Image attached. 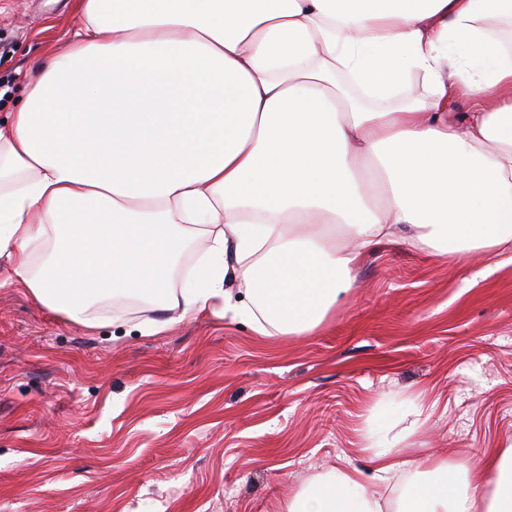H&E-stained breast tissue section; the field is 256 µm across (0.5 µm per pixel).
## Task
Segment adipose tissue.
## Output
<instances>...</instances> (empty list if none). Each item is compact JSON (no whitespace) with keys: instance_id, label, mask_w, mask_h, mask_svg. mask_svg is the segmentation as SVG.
I'll return each instance as SVG.
<instances>
[{"instance_id":"adipose-tissue-1","label":"adipose tissue","mask_w":512,"mask_h":512,"mask_svg":"<svg viewBox=\"0 0 512 512\" xmlns=\"http://www.w3.org/2000/svg\"><path fill=\"white\" fill-rule=\"evenodd\" d=\"M68 50L0 125V259L32 299L219 310L262 336L316 329L363 251L464 257L512 242V0H75ZM473 98L462 123L448 101ZM374 165L388 201L361 171ZM203 240L188 285L172 274ZM287 512H512V448L416 469L374 449Z\"/></svg>"}]
</instances>
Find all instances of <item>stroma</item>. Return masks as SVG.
<instances>
[{
  "label": "stroma",
  "instance_id": "obj_1",
  "mask_svg": "<svg viewBox=\"0 0 512 512\" xmlns=\"http://www.w3.org/2000/svg\"><path fill=\"white\" fill-rule=\"evenodd\" d=\"M73 0H0V121L64 52ZM0 260V512H285L318 475L371 474L367 442L470 464L512 447V248L383 244L315 330L212 313L153 336L142 304L93 330Z\"/></svg>",
  "mask_w": 512,
  "mask_h": 512
}]
</instances>
